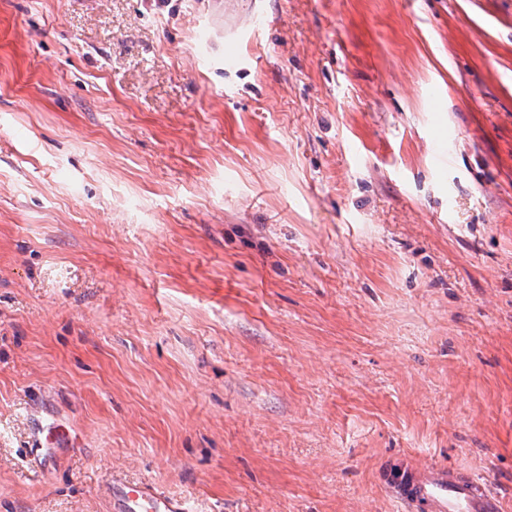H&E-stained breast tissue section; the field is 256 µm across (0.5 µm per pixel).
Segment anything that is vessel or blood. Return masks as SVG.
<instances>
[{
  "label": "vessel or blood",
  "instance_id": "obj_1",
  "mask_svg": "<svg viewBox=\"0 0 512 512\" xmlns=\"http://www.w3.org/2000/svg\"><path fill=\"white\" fill-rule=\"evenodd\" d=\"M389 494L407 512H501L499 500L475 480L444 464H408L384 482ZM117 512H186L184 499L167 495L138 482L112 485Z\"/></svg>",
  "mask_w": 512,
  "mask_h": 512
}]
</instances>
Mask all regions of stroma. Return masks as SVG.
Masks as SVG:
<instances>
[{
	"mask_svg": "<svg viewBox=\"0 0 512 512\" xmlns=\"http://www.w3.org/2000/svg\"><path fill=\"white\" fill-rule=\"evenodd\" d=\"M396 458L512 512V0H0V512Z\"/></svg>",
	"mask_w": 512,
	"mask_h": 512,
	"instance_id": "1",
	"label": "stroma"
}]
</instances>
